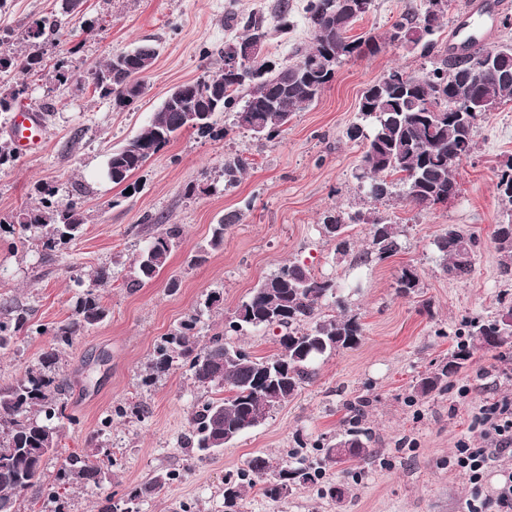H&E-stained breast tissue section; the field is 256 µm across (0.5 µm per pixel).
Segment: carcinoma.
<instances>
[{"label": "carcinoma", "mask_w": 512, "mask_h": 512, "mask_svg": "<svg viewBox=\"0 0 512 512\" xmlns=\"http://www.w3.org/2000/svg\"><path fill=\"white\" fill-rule=\"evenodd\" d=\"M327 0H308L306 12L314 37L294 62L266 60L255 66L244 64L237 76L219 69L214 75L196 83L185 84L191 108L184 99L169 95L149 123L136 136L112 151L106 162V174L114 185L123 184L154 155L183 131L200 134L211 131L216 114L236 108L239 128L255 136L272 138L286 130L294 113L317 99L334 80L336 67L343 60L360 55L376 56L388 45H422L431 52L436 43L431 36L439 27L446 9H434L437 0H426L421 13L406 12L382 36L353 39L331 24L324 15ZM61 23L55 16H43L16 30L5 29L0 36V114L11 112L25 98L28 84L16 81L17 74L41 71L44 46L60 40ZM496 45L480 47L466 53L440 59L438 66L423 76L399 68L389 70L369 85L361 96L359 114L371 120L370 133L359 126L351 128L350 137L365 140L362 173L367 178L369 194L376 200L393 195L402 186L399 197L410 204L428 208L445 204L459 191L456 172L475 149L473 140L477 121L469 122L456 112L448 111V97L468 96L472 88L460 80L462 71ZM156 58L153 47L142 45L131 52L117 54L104 64L78 73L62 52L51 80L57 86L73 81L88 85L101 98L112 99L124 108L135 103L145 92V81H125L128 71L149 73ZM484 94L500 105L512 102V82L503 83L493 70L479 76ZM245 171V160L236 155L224 159V186L233 187ZM38 205L19 211L11 223L20 226L40 242L43 258L53 261L63 246L81 235L86 224L80 198L67 203L59 200V188L45 184L39 188ZM361 221L360 215L344 218L336 211H326L320 218L322 233L336 242V252L351 257V264L361 265L373 256L383 261L400 248L402 230L378 218L370 222L369 247L352 254L349 224ZM233 218H223L214 225L211 236L196 262L204 255L221 249L224 229ZM182 237L178 224H161L148 244L134 258L124 285L134 291L152 281L168 264ZM494 241L503 255L501 276L512 280V223L500 224ZM435 247L448 276L463 279L470 274L477 238L457 226H450L436 239ZM111 272L100 268L92 274V284L82 288L74 313L65 322L35 328L32 311L19 304L0 309V348L8 347L23 333L31 331L51 337L48 350L15 381L0 386V512H21V499L28 489L43 482L44 461L53 456L59 463L49 496L56 487L66 484L97 483L101 467L78 454L60 449V434L53 420L75 421L67 413V380L60 366L62 354L76 336L102 322L109 308L97 293V287L110 278ZM421 287L418 271L404 267L395 280L398 294L409 296ZM344 287L336 280L316 274L307 267L288 263L264 278L248 299L224 323V333L200 343L199 316L182 320L176 328L156 341L152 358L142 378L150 386L166 375L177 363L189 367L194 383L206 390L224 393L209 400L191 418V435L184 442L188 452L218 450L247 430L263 424L274 409L292 399L317 375V361L358 343L362 326L357 318L346 314ZM331 303L334 313H323ZM279 352L257 357L226 342L224 335L248 331H275ZM512 346V305L499 317L474 319L468 323L467 339L462 341L448 361L436 370L423 374L413 385L420 397L441 392L463 368L477 349L496 351ZM367 400L347 403L353 413L350 428L332 441L296 438L299 448H311L320 455L319 465H341L355 458L372 456L371 435L359 427ZM322 471L312 466H295L290 461L273 464L255 456L245 467L224 476V512H239L238 501L245 488L272 477L265 494L276 500L294 485L315 481ZM176 480L174 473H162L146 485L128 493L136 502L145 495H157Z\"/></svg>", "instance_id": "cac0c4a2"}]
</instances>
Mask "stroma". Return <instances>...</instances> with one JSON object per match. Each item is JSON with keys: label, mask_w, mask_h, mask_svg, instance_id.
<instances>
[{"label": "stroma", "mask_w": 512, "mask_h": 512, "mask_svg": "<svg viewBox=\"0 0 512 512\" xmlns=\"http://www.w3.org/2000/svg\"><path fill=\"white\" fill-rule=\"evenodd\" d=\"M279 2L83 0L78 14L63 19V43L45 45L44 74L26 79L25 107L38 111L49 102L53 109L42 147L0 167V306L24 305L35 322L52 326L72 315L78 281H89L98 267L112 269L110 282L98 288L109 317L77 336L62 357L74 419L58 423L62 447L101 460L105 474L96 484L63 486L60 501L69 512H92L98 505L125 512L130 488L175 471L178 479L163 493L141 498L140 512H224L228 472L257 455L287 459L298 435L333 439L348 427L347 403L364 397L369 407L361 426L372 435L373 458L349 462L344 471L326 467L317 483L295 486L276 500L254 486L246 490L240 512H470L473 502L481 512H498L494 498L504 471L512 470V455L494 462L477 487L448 459L483 402L512 401V347L475 352L444 392L418 397L412 386L446 360L465 322L493 316L512 301V281L499 275L502 255L493 240L508 213L497 183L512 162V102L478 122L474 153L457 172V196L431 208L396 196L371 198L357 179L363 143L347 135L360 122V97L368 85L393 68L425 74L450 42L461 41L466 0H454L441 19L433 52L390 45L376 56L345 60L332 84L278 136L256 140L233 128L226 112L215 117L209 134L183 132L126 185H114L106 175L112 148L138 134L173 88L223 66L224 44L237 32L233 17L262 16L268 59H295L313 38L306 0H288L285 33L276 28ZM422 6L423 0H374L350 34H384L401 14ZM136 45L154 47L157 57L144 95L129 108H116L89 87H57L48 80L60 49H69L72 66L82 71ZM231 153L248 165L239 184L228 188L219 171ZM42 183L60 185L64 199L81 189L87 216L82 237L49 263L37 238L19 243L9 225L16 212L37 205ZM328 209L345 215L359 210L400 225V251L381 262L351 265L320 232L319 218ZM234 211L240 219L225 229L223 249L188 267V256L206 243L214 224ZM157 224L181 225V245L158 277L128 290L123 263L145 247ZM451 224L479 242L463 279L448 277L434 245ZM288 262L347 285V309L363 326L359 345L324 357L313 382L220 453L186 456L179 444L211 394L184 367L143 387L155 342L195 313L202 337L223 331L251 290ZM406 266L417 269L421 286L402 296L394 281ZM213 290L222 294L219 308L198 313ZM46 347V337L21 336L0 350V385L23 374ZM129 402L142 404L141 419L114 416L116 406ZM107 417L112 425L105 429L101 421ZM331 484L343 485L342 499L322 495Z\"/></svg>", "instance_id": "stroma-1"}]
</instances>
